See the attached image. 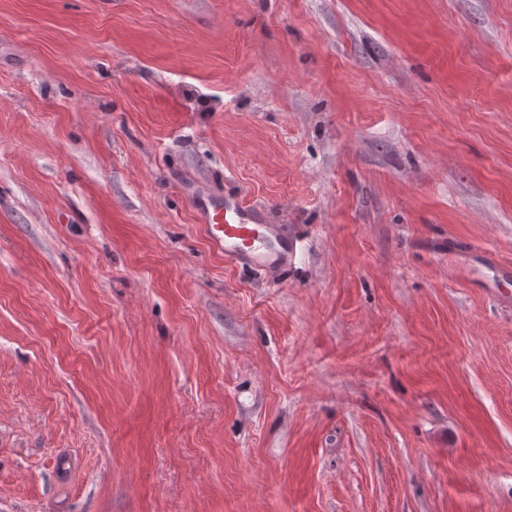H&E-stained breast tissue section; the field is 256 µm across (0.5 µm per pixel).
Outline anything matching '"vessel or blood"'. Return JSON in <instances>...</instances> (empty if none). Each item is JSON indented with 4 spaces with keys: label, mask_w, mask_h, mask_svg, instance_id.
Returning <instances> with one entry per match:
<instances>
[{
    "label": "vessel or blood",
    "mask_w": 512,
    "mask_h": 512,
    "mask_svg": "<svg viewBox=\"0 0 512 512\" xmlns=\"http://www.w3.org/2000/svg\"><path fill=\"white\" fill-rule=\"evenodd\" d=\"M195 208L211 244L225 257L249 264L259 271H268L283 262L293 249L291 242H281L279 249H263V242L276 234L260 208L245 204L238 198L221 201L200 199Z\"/></svg>",
    "instance_id": "obj_1"
}]
</instances>
